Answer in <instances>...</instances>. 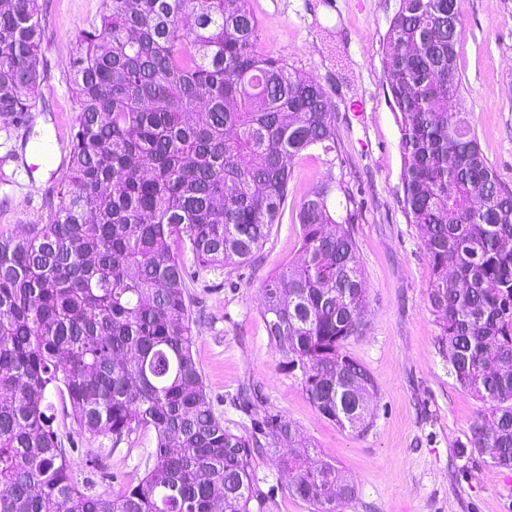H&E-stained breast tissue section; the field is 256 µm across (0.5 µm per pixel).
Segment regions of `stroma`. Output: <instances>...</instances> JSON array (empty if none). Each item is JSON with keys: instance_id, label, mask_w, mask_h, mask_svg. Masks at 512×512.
Segmentation results:
<instances>
[{"instance_id": "stroma-1", "label": "stroma", "mask_w": 512, "mask_h": 512, "mask_svg": "<svg viewBox=\"0 0 512 512\" xmlns=\"http://www.w3.org/2000/svg\"><path fill=\"white\" fill-rule=\"evenodd\" d=\"M102 0H38L44 29V79L31 121L0 118V228L47 222V198L60 188V168L78 121L71 61L78 31ZM399 0H249L259 23L257 49L318 81L335 114L338 150L294 160L288 198L255 262L213 271L185 256L193 353L214 411L225 426L249 433L252 419L278 412L349 477L355 498L344 512H512V471L461 452L482 407L448 372L440 328L429 311L432 271L421 234L398 202L400 129L386 89L382 43ZM457 47L461 98L481 149L512 187V0H460ZM353 189L354 235L368 286L366 329L347 352L378 387L374 425L364 436L342 430L309 402L299 378L283 370L258 308L260 286L297 258L296 213L320 183ZM245 383L264 403L251 413L231 398ZM70 437L74 476L103 493L142 476L154 434L138 431L113 444Z\"/></svg>"}]
</instances>
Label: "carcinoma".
<instances>
[{
  "label": "carcinoma",
  "mask_w": 512,
  "mask_h": 512,
  "mask_svg": "<svg viewBox=\"0 0 512 512\" xmlns=\"http://www.w3.org/2000/svg\"><path fill=\"white\" fill-rule=\"evenodd\" d=\"M459 0H400L383 40L400 114V206L422 234L427 304L455 382L481 402L464 447L512 471V189L462 111ZM248 0H102L76 35L79 109L45 224L0 230V512H272L256 476L278 455L288 493L342 512L354 484L268 412L224 426L197 367L184 253L201 269L253 262L291 166L337 151L320 86L256 48ZM38 0H0V116L29 120L42 81ZM324 183L301 203V256L261 286L259 314L311 404L356 436L377 386L346 351L368 288L354 212ZM55 390L80 435L155 433L142 477L92 493L54 429ZM261 399L238 390L249 411Z\"/></svg>",
  "instance_id": "carcinoma-1"
}]
</instances>
